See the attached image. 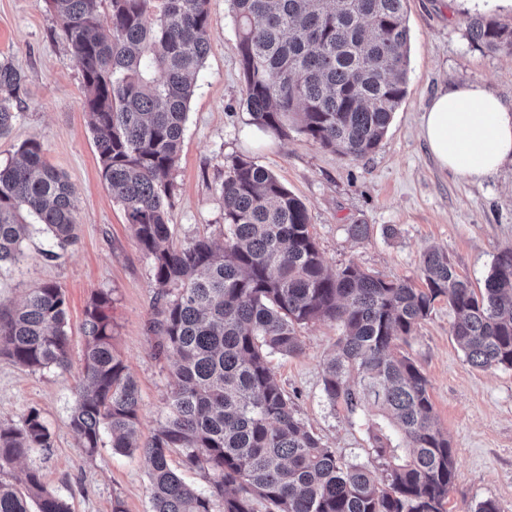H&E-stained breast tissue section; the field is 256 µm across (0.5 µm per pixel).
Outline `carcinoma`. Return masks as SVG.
I'll list each match as a JSON object with an SVG mask.
<instances>
[{
	"mask_svg": "<svg viewBox=\"0 0 512 512\" xmlns=\"http://www.w3.org/2000/svg\"><path fill=\"white\" fill-rule=\"evenodd\" d=\"M83 78L84 106L101 176L150 260L165 305L157 355L173 385L157 432L137 438L140 393L112 351V298L94 293L84 311L82 388L70 424L91 456L112 447L148 465L151 512H442L455 479L448 436L428 383L398 350L445 299L451 334L474 366L512 368V249L483 290L471 288L446 251H424L421 286L349 264L332 272L310 232L306 205L263 166L235 159L224 178V246L207 238L173 244L174 204L187 109L210 49L209 0H47ZM234 45L251 124L283 138L293 130L357 160L386 135L406 95L407 0H230ZM470 41L512 53V27L486 16L467 22ZM26 81L0 61V138L12 131L13 100ZM0 165V264L17 262L30 224L54 246L76 240L77 195L44 159L40 140ZM341 327L323 390L350 413L375 411L370 438L384 478L346 463L296 416L269 357L301 351L299 329ZM67 302L44 283L0 315V358L33 371L68 365ZM32 409L21 426L0 424L4 466L52 447ZM203 474L187 484L169 464ZM0 512H71L37 470L24 489L0 479Z\"/></svg>",
	"mask_w": 512,
	"mask_h": 512,
	"instance_id": "carcinoma-1",
	"label": "carcinoma"
}]
</instances>
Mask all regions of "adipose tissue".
<instances>
[{"label": "adipose tissue", "instance_id": "ef3b65f1", "mask_svg": "<svg viewBox=\"0 0 512 512\" xmlns=\"http://www.w3.org/2000/svg\"><path fill=\"white\" fill-rule=\"evenodd\" d=\"M422 135L443 169L476 182L512 157V107L481 82H460L435 93Z\"/></svg>", "mask_w": 512, "mask_h": 512}]
</instances>
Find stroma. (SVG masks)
I'll use <instances>...</instances> for the list:
<instances>
[{"mask_svg":"<svg viewBox=\"0 0 512 512\" xmlns=\"http://www.w3.org/2000/svg\"><path fill=\"white\" fill-rule=\"evenodd\" d=\"M210 51L189 103L175 172V204L169 224L175 243L208 237L224 242L221 185L231 161L244 157L267 168L307 206L311 232L329 270L347 264L388 280L418 282L423 252H447L457 272L482 289L496 259L512 248V162L482 182L444 171L420 137L431 96L451 82L478 80L512 102V54L472 44L469 17L492 15L512 27V10L498 0H407L410 64L407 95L379 147L351 160L290 133L264 138L250 123L233 46L236 29L228 0H210ZM0 57L27 76L11 134L0 138V162L30 138L44 145L48 164L77 192V240L58 257L44 255L49 236L30 230L18 264L0 267V312L45 282L61 285L68 307L70 364L32 372L0 358V424L21 425L38 410L53 446L15 461L0 473L8 481L39 470L46 488L72 512H151L147 469L103 441L85 459L70 413L81 384V324L91 295L112 294V345L137 381L139 432L150 438L165 413L171 378L154 354L151 326L161 303L151 264L140 250L122 207L113 201L84 107L82 72L45 0H0ZM367 224V239L347 227ZM447 301L436 302L401 350L428 380L438 423L447 434L456 476L443 512H474L494 500L512 512V369L471 365L457 346ZM340 330L325 320L300 330L302 350L273 356L277 382L296 413L326 447L347 463L378 469L369 438L370 421L332 406L323 392L324 364Z\"/></svg>","mask_w":512,"mask_h":512,"instance_id":"obj_1","label":"stroma"}]
</instances>
